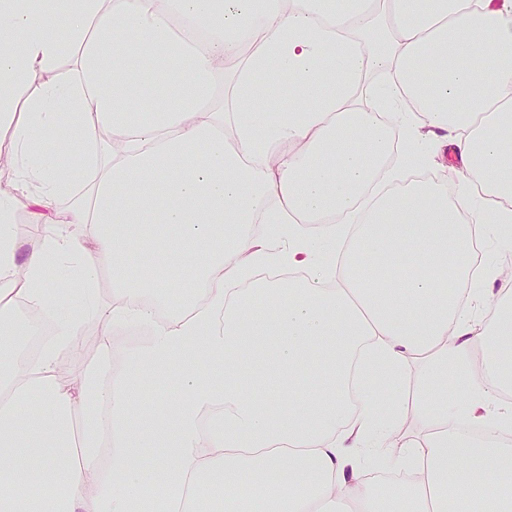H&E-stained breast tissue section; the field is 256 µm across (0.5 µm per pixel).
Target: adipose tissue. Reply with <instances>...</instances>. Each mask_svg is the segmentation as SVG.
<instances>
[{"label":"adipose tissue","mask_w":512,"mask_h":512,"mask_svg":"<svg viewBox=\"0 0 512 512\" xmlns=\"http://www.w3.org/2000/svg\"><path fill=\"white\" fill-rule=\"evenodd\" d=\"M350 27L382 30L377 51L330 55ZM66 42L77 53L61 74ZM510 57L512 0H352L343 13L334 0H0V125L20 161L0 194V323L25 304L50 311L57 336L32 359L16 342L32 325L0 340V512H383L369 469L391 455L407 478L386 493L407 512H512V362L494 358L512 315L484 292L496 264L472 261L490 231L512 246ZM272 58L298 105L279 122L256 94ZM370 69L385 78L374 109L325 87ZM68 113L80 138L45 149ZM434 134L458 162L456 200L389 191L343 227L372 160L399 143L400 168L426 164ZM65 154L90 178L74 181ZM64 196L74 206L48 216ZM22 205L42 226L30 246L13 227ZM254 222L280 249L246 232ZM161 248L195 267L176 316L148 293L169 288V265L110 304L89 292L100 265ZM450 264L454 296L436 284ZM271 265L305 276L259 280ZM91 318L100 360L65 382L60 352ZM126 323L149 336L119 363L110 336ZM417 363L423 401L374 392ZM169 367L183 398L159 426L136 413L140 379ZM351 367L364 380L352 408L337 390ZM449 387L462 398L425 433L394 438ZM149 452L164 476L152 492Z\"/></svg>","instance_id":"ef3b65f1"}]
</instances>
